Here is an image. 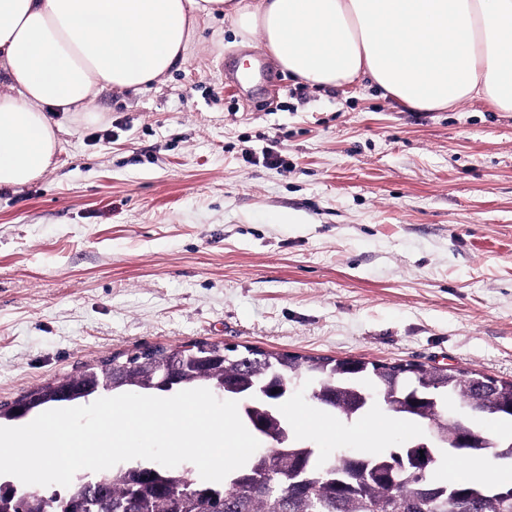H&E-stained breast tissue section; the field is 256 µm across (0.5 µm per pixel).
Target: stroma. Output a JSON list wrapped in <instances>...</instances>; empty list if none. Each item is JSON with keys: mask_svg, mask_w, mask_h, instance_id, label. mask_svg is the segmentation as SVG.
<instances>
[{"mask_svg": "<svg viewBox=\"0 0 512 512\" xmlns=\"http://www.w3.org/2000/svg\"><path fill=\"white\" fill-rule=\"evenodd\" d=\"M89 111L57 113L40 180L0 188V402L196 341L512 379V112L316 89L220 19L151 87ZM297 411L323 453L427 433L307 391L281 406Z\"/></svg>", "mask_w": 512, "mask_h": 512, "instance_id": "35a3bbf8", "label": "stroma"}]
</instances>
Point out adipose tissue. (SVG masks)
Instances as JSON below:
<instances>
[{"label":"adipose tissue","instance_id":"ef3b65f1","mask_svg":"<svg viewBox=\"0 0 512 512\" xmlns=\"http://www.w3.org/2000/svg\"><path fill=\"white\" fill-rule=\"evenodd\" d=\"M201 17L259 36L313 87L367 79L409 110L478 97L512 112V0H0V188L45 172L53 111L157 81Z\"/></svg>","mask_w":512,"mask_h":512}]
</instances>
